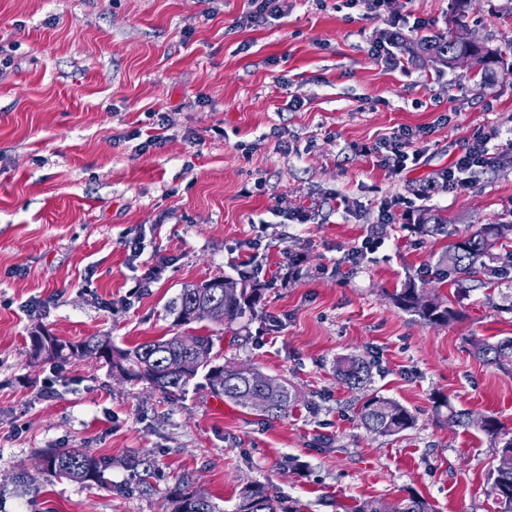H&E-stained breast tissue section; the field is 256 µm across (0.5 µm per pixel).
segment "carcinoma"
Returning <instances> with one entry per match:
<instances>
[{
  "mask_svg": "<svg viewBox=\"0 0 512 512\" xmlns=\"http://www.w3.org/2000/svg\"><path fill=\"white\" fill-rule=\"evenodd\" d=\"M400 53H407V47L416 44L422 54L439 69H452L451 56L454 51L451 30L424 34L412 41L401 40L395 36L389 38ZM479 59L480 80L490 85L496 80L497 70L512 73V64H505L496 49L483 46L475 50ZM447 220L439 215L429 214L421 217L416 225L417 231L430 236L445 229ZM512 243V222L483 224L468 235L448 244V249L439 258L433 278L440 283L448 282L461 285L471 276L482 273L497 278L505 273L506 267H512V250L505 252L501 265L491 266L486 259L496 246ZM224 295L216 308L211 323L231 329L244 319L255 315L256 306L262 298V289L256 288L246 279L223 278ZM219 295V289L208 287V282L182 289L172 310L176 314L175 322L179 326L190 325V312L193 306L206 303ZM393 303L400 309L417 316L424 324L443 326L450 323L456 311L424 290L409 284L392 297ZM50 343L34 350L48 359L67 362L71 359L100 360L109 372L121 370V377L127 381L141 382L164 394L185 392L189 386H203L210 393L248 407L252 400L266 399L269 409L266 414L280 416L300 401L297 391L288 382L276 378L268 384L259 382V372L248 366L232 361H224L198 372L190 371V358L199 352L212 354L213 338L210 336H192L193 343L185 345L183 335L163 337L120 348L112 343L109 336H91L86 340L66 345L58 344L55 336L49 337ZM475 354L489 363L499 366L512 364V336L494 343L476 340L473 342ZM336 376L352 389H362L370 381V365L357 356L341 357L336 360ZM202 378L203 383L196 382ZM448 407V421L461 426L477 424L489 437L496 448L492 471L490 494L500 505L501 512H512V432L503 428L500 422L491 416L478 421L471 414ZM361 425L370 434L392 437L412 427L414 415L401 403L374 393L367 395L359 409ZM42 465L48 472L80 483L99 484L103 482L108 468L105 461L98 459L80 448L49 450L42 455ZM173 506L172 512H220L211 498L198 490L189 489L181 484L168 492ZM235 512H298L293 506H284L282 498L265 484L253 483L241 492ZM356 512H431L430 505L415 496L395 502L369 500L360 504Z\"/></svg>",
  "mask_w": 512,
  "mask_h": 512,
  "instance_id": "cac0c4a2",
  "label": "carcinoma"
}]
</instances>
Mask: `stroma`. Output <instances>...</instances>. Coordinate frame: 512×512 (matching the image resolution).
<instances>
[{"instance_id": "obj_1", "label": "stroma", "mask_w": 512, "mask_h": 512, "mask_svg": "<svg viewBox=\"0 0 512 512\" xmlns=\"http://www.w3.org/2000/svg\"><path fill=\"white\" fill-rule=\"evenodd\" d=\"M286 2L245 28L248 0H0V512H171L165 491L181 482L220 512L254 482L299 512L412 494L433 512H499L490 439L448 411L512 430V364L471 345L512 336V271L464 294L429 271L450 241L512 222V159L471 173L462 195L428 185L477 129L512 137V74L487 87L469 68L371 46L454 20L512 62V0H392L382 15ZM401 127L425 131V156L394 180L366 150ZM157 128L162 144L143 146ZM393 196L409 214L378 224ZM304 208L310 223L286 220ZM426 211L447 234L413 232ZM373 232L381 246L346 268ZM292 256L300 272L285 282ZM224 276L266 283L252 322L188 331L213 336L218 360L294 385L285 416L30 357L39 330L119 347L173 335L181 289ZM411 281L458 318L428 326L396 307ZM346 355L371 364L370 391L406 406L412 428L366 432L360 391L336 377ZM66 448L106 459L107 486L42 467L43 451ZM134 458L153 463L151 490Z\"/></svg>"}]
</instances>
